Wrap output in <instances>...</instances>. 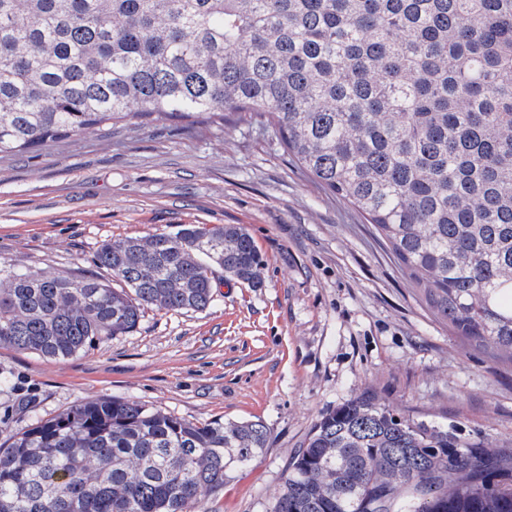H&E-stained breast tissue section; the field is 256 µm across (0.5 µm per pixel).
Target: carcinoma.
Segmentation results:
<instances>
[{"instance_id":"carcinoma-1","label":"carcinoma","mask_w":512,"mask_h":512,"mask_svg":"<svg viewBox=\"0 0 512 512\" xmlns=\"http://www.w3.org/2000/svg\"><path fill=\"white\" fill-rule=\"evenodd\" d=\"M152 116L270 127L437 319L512 362V0H0V158ZM95 261L123 287L7 273L0 345L64 361L147 306L203 311L213 264L262 286L241 224L104 241ZM267 438L94 397L0 446V512H200ZM269 512H512V450L364 391L315 423Z\"/></svg>"}]
</instances>
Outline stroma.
I'll use <instances>...</instances> for the list:
<instances>
[{"label": "stroma", "instance_id": "stroma-1", "mask_svg": "<svg viewBox=\"0 0 512 512\" xmlns=\"http://www.w3.org/2000/svg\"><path fill=\"white\" fill-rule=\"evenodd\" d=\"M241 224L263 264L249 287L213 268L203 311L144 309L137 329L65 361L0 346V443L96 396L193 420H262L267 448L205 512H267L328 410L366 390L406 417L512 449V365L437 321L344 200L274 133L241 118L92 129L0 159V268L111 280L102 241Z\"/></svg>", "mask_w": 512, "mask_h": 512}]
</instances>
